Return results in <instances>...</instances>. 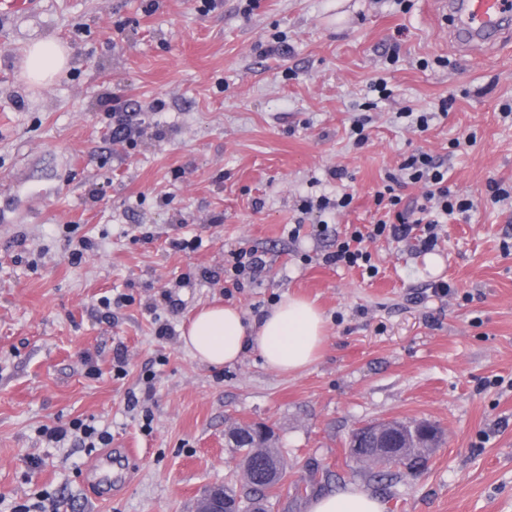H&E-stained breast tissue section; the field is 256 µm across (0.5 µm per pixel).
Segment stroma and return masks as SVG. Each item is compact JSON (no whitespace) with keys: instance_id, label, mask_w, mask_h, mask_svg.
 Returning a JSON list of instances; mask_svg holds the SVG:
<instances>
[{"instance_id":"1","label":"stroma","mask_w":512,"mask_h":512,"mask_svg":"<svg viewBox=\"0 0 512 512\" xmlns=\"http://www.w3.org/2000/svg\"><path fill=\"white\" fill-rule=\"evenodd\" d=\"M199 6L41 0L35 15L0 21V209L15 213L0 227V512L42 491L59 512H195L236 471L224 434L238 423L270 426L287 466L269 512H309L352 485L384 512H512V205L486 191L512 184L501 116L512 45L461 55L434 0L404 12L394 0ZM45 38L72 55L39 83L25 55ZM378 77L389 98L371 91ZM116 101L133 116L128 143L108 135ZM406 108L434 113L429 129L396 122ZM362 116L357 146L349 128ZM419 150L473 210L449 217L433 252L373 244L375 278L324 264L335 238L314 235L302 198L351 193L328 224H371L376 190ZM192 238L199 247L177 248ZM82 239L91 246L72 261ZM240 249L267 266L228 291L224 261ZM438 281L451 295L433 297ZM117 293L130 302L101 306ZM286 294L327 319L321 357L302 372L264 367L251 349L222 367L184 349L179 332L201 307L252 320ZM160 318L175 336L156 337ZM76 418L111 432V482L95 453L45 447L41 428ZM391 421L440 427L424 469L389 476L350 458L354 430Z\"/></svg>"}]
</instances>
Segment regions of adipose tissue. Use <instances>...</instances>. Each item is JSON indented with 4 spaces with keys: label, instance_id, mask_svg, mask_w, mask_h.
Segmentation results:
<instances>
[{
    "label": "adipose tissue",
    "instance_id": "1",
    "mask_svg": "<svg viewBox=\"0 0 512 512\" xmlns=\"http://www.w3.org/2000/svg\"><path fill=\"white\" fill-rule=\"evenodd\" d=\"M70 51L53 40L34 43L25 68L40 82L49 83L64 70ZM181 340L200 362L220 367L236 362L247 349H255L264 364L293 374L315 363L325 341V320L310 303L284 296L258 321L245 322L233 306L200 311L183 330ZM310 512H381L373 496L355 486L338 494L317 497Z\"/></svg>",
    "mask_w": 512,
    "mask_h": 512
}]
</instances>
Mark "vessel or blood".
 I'll return each instance as SVG.
<instances>
[{"label":"vessel or blood","instance_id":"1","mask_svg":"<svg viewBox=\"0 0 512 512\" xmlns=\"http://www.w3.org/2000/svg\"><path fill=\"white\" fill-rule=\"evenodd\" d=\"M39 0H0V17L34 13ZM448 35L466 53L494 49L512 39V0H440Z\"/></svg>","mask_w":512,"mask_h":512}]
</instances>
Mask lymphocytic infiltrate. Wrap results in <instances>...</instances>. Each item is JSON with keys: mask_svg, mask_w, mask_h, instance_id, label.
I'll use <instances>...</instances> for the list:
<instances>
[{"mask_svg": "<svg viewBox=\"0 0 512 512\" xmlns=\"http://www.w3.org/2000/svg\"><path fill=\"white\" fill-rule=\"evenodd\" d=\"M400 170V175H388L383 189L375 194L376 205L390 212V219L378 220L367 228L350 225L343 238L337 240L335 250L324 255L326 264L358 268L368 277H376L379 270L372 262L368 242L378 239L396 242L413 240L419 250L429 251L438 244L443 218L454 213L463 214L473 208L472 199L451 190L447 168L430 154H411L403 161ZM405 179L423 183L426 187L423 203L411 211L402 208V198L396 191ZM41 435L50 444L70 439L76 446L89 449L105 448L112 442L108 429L79 418L65 425L44 428Z\"/></svg>", "mask_w": 512, "mask_h": 512, "instance_id": "lymphocytic-infiltrate-1", "label": "lymphocytic infiltrate"}]
</instances>
